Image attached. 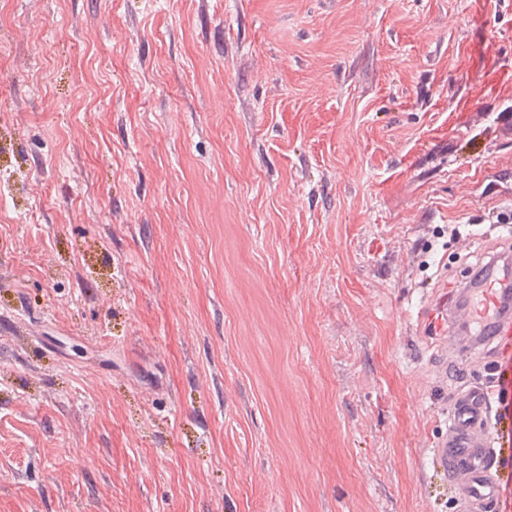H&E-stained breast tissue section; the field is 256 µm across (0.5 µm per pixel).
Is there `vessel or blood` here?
Wrapping results in <instances>:
<instances>
[{
    "instance_id": "vessel-or-blood-1",
    "label": "vessel or blood",
    "mask_w": 512,
    "mask_h": 512,
    "mask_svg": "<svg viewBox=\"0 0 512 512\" xmlns=\"http://www.w3.org/2000/svg\"><path fill=\"white\" fill-rule=\"evenodd\" d=\"M482 287L470 289L465 302L441 292L420 311L421 326L439 332L449 344L460 345L476 320H488L497 335L512 340V311L503 309L500 291L512 289V257L490 261ZM512 393V375L494 367L489 382H469L454 394L446 413L448 433L432 450V462L449 482L460 483L458 512H496L504 462L502 436L512 433V419L494 420V394Z\"/></svg>"
}]
</instances>
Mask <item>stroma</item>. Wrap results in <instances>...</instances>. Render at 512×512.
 <instances>
[{
	"label": "stroma",
	"mask_w": 512,
	"mask_h": 512,
	"mask_svg": "<svg viewBox=\"0 0 512 512\" xmlns=\"http://www.w3.org/2000/svg\"><path fill=\"white\" fill-rule=\"evenodd\" d=\"M505 68L512 0H0V512H456ZM502 262V265L498 263ZM492 270L498 268L499 273L490 272L481 288H469L467 299L460 303L456 300L454 294H448L446 290L436 295L420 311L422 320L421 328L426 334L427 328L441 333L442 338L447 344L463 347L459 336V329L463 336H470V332L476 334L484 331H478L473 328V323L478 319H488V322L495 328L496 336H507L511 339L512 345V311L509 308L503 309L498 291L495 286L501 288L503 292L510 294L512 288L511 260L509 255H498L493 260L485 264Z\"/></svg>",
	"instance_id": "35a3bbf8"
}]
</instances>
